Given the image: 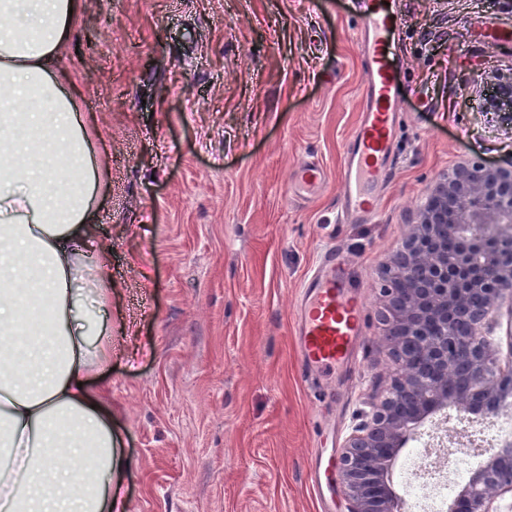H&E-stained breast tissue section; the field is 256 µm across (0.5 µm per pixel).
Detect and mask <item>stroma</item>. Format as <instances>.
<instances>
[{
    "mask_svg": "<svg viewBox=\"0 0 512 512\" xmlns=\"http://www.w3.org/2000/svg\"><path fill=\"white\" fill-rule=\"evenodd\" d=\"M396 161L369 221L336 179L366 69L345 0H84L61 52L110 174L112 402L126 512H347L326 467L391 363L385 266L460 162H512V0H399ZM319 161L312 197L289 191ZM355 273L365 339L301 379L294 318L319 257ZM323 169L315 163H302L297 170L295 184L305 190L317 187L323 180Z\"/></svg>",
    "mask_w": 512,
    "mask_h": 512,
    "instance_id": "stroma-1",
    "label": "stroma"
}]
</instances>
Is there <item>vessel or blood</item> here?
<instances>
[{"label":"vessel or blood","instance_id":"obj_1","mask_svg":"<svg viewBox=\"0 0 512 512\" xmlns=\"http://www.w3.org/2000/svg\"><path fill=\"white\" fill-rule=\"evenodd\" d=\"M360 20V45L368 76L364 107L352 139L346 144L338 173L347 213L369 217L394 156L401 93L402 62L396 52L400 17L382 0H351ZM317 164L302 163L299 188L309 190L324 179ZM295 333L303 377L321 368L350 363L364 340V305L349 291L335 254L307 280L297 308Z\"/></svg>","mask_w":512,"mask_h":512}]
</instances>
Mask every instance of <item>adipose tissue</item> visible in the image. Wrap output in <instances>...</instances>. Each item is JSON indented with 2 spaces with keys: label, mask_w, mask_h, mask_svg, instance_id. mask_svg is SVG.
Listing matches in <instances>:
<instances>
[{
  "label": "adipose tissue",
  "mask_w": 512,
  "mask_h": 512,
  "mask_svg": "<svg viewBox=\"0 0 512 512\" xmlns=\"http://www.w3.org/2000/svg\"><path fill=\"white\" fill-rule=\"evenodd\" d=\"M81 10L0 0V512H124L112 404L89 384V327L112 299L94 234L108 170L59 66Z\"/></svg>",
  "instance_id": "ef3b65f1"
}]
</instances>
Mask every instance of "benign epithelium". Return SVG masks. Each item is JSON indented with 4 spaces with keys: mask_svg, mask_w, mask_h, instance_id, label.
I'll list each match as a JSON object with an SVG mask.
<instances>
[{
    "mask_svg": "<svg viewBox=\"0 0 512 512\" xmlns=\"http://www.w3.org/2000/svg\"><path fill=\"white\" fill-rule=\"evenodd\" d=\"M384 344L395 365L370 418L344 441L338 473L348 512H402L387 472L427 418L485 419L512 408V359L485 336L512 306V165L460 163L429 189L385 269ZM512 495V440L471 470L451 512H498Z\"/></svg>",
    "mask_w": 512,
    "mask_h": 512,
    "instance_id": "obj_1",
    "label": "benign epithelium"
}]
</instances>
